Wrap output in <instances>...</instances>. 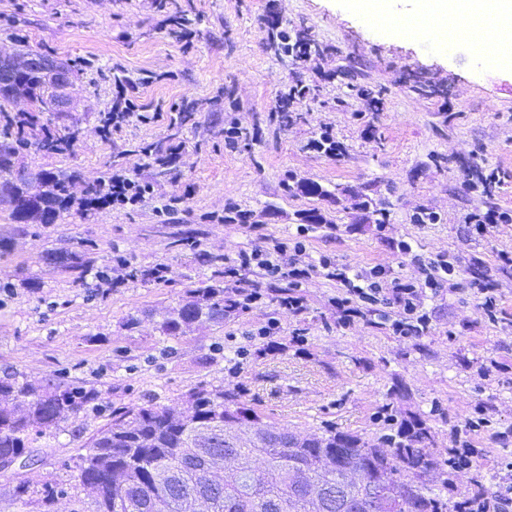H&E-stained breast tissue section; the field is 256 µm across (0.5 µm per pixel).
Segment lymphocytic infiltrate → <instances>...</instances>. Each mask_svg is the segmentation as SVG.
<instances>
[{"label":"lymphocytic infiltrate","instance_id":"f902f5d3","mask_svg":"<svg viewBox=\"0 0 512 512\" xmlns=\"http://www.w3.org/2000/svg\"><path fill=\"white\" fill-rule=\"evenodd\" d=\"M282 246L273 249L256 247L240 252L234 266L228 267L226 276L236 277L239 271L258 269L261 274L274 281L286 280L291 285L290 292L282 299L283 305L292 309H301L304 297L300 292L302 282L312 273L324 269L330 271L333 279L343 283L346 293L337 297L336 303L343 307L346 316L358 315L361 308L375 311L379 318L389 322L394 334L404 337L421 335L429 326V317L422 309V301L427 291L436 290L440 284L439 273L427 274L424 282L387 278L384 270L372 268L369 273L350 278L347 271L331 267L328 256H320L317 263L305 268H288L281 264L277 256L282 253Z\"/></svg>","mask_w":512,"mask_h":512}]
</instances>
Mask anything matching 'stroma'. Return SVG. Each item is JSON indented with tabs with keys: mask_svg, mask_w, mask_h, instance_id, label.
Wrapping results in <instances>:
<instances>
[{
	"mask_svg": "<svg viewBox=\"0 0 512 512\" xmlns=\"http://www.w3.org/2000/svg\"><path fill=\"white\" fill-rule=\"evenodd\" d=\"M175 2L190 19L181 30L157 0H0V49L43 52L70 68L66 110L42 113V123L79 129L70 151L18 155L31 172L69 179L71 206L56 223L16 221L0 203V376H61L118 406L150 396L181 405L199 384L238 385L249 405L305 436L330 424L379 438L389 428L375 414L388 406L430 428L437 461L455 445L474 448L476 467L451 474L448 499L512 482L500 466L512 459V264L501 260L512 256V223L480 233L468 222L512 213V64L465 43L441 49L370 26L356 0ZM273 16L305 29L322 53L296 63L275 54ZM356 82L384 91L380 111L350 94ZM296 84L317 97L283 130L269 111ZM120 86L142 115L105 139L99 128ZM184 101L196 110L181 126L174 107ZM233 126L244 137L230 147L224 131ZM324 132L343 145L341 157L313 149ZM475 163L496 172L490 188ZM116 171L150 194L88 206V187ZM381 201L383 224L364 208ZM422 209L438 222L415 223ZM303 224L306 251L285 252V262L325 254L341 268L405 279L419 277L421 264L451 262L447 283L423 301L428 330L404 338L370 313L345 320L340 283L320 273L302 287L303 309L288 308L281 282L251 270L245 285L262 302L175 340L160 332L161 317L201 282L223 279L239 252L288 243ZM403 241L411 253L399 250ZM476 264L495 290L492 319L473 287ZM157 267L164 279L153 277ZM97 274L104 282L95 288ZM271 319L279 334L270 343L256 330ZM230 340L247 351L235 370L219 350ZM478 406L489 427L473 431ZM79 446L64 431L31 449L34 465L0 471V512H36L12 496L22 479L66 488L53 512H87L73 466Z\"/></svg>",
	"mask_w": 512,
	"mask_h": 512,
	"instance_id": "stroma-1",
	"label": "stroma"
}]
</instances>
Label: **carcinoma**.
Masks as SVG:
<instances>
[{
    "label": "carcinoma",
    "instance_id": "carcinoma-1",
    "mask_svg": "<svg viewBox=\"0 0 512 512\" xmlns=\"http://www.w3.org/2000/svg\"><path fill=\"white\" fill-rule=\"evenodd\" d=\"M271 29V46L280 55L298 60L323 51L303 31L291 34L277 24ZM19 79V92L35 100L37 111L11 116L4 108L8 96H0V137L8 141L0 146V177L13 179L12 193L21 198L33 175L16 167L18 150L34 145L62 153L73 146L75 133L39 126V114L57 97L58 82L36 72ZM350 92L380 110L383 92L360 84ZM312 94L308 86L291 88L277 99L274 119L288 126L298 118L297 104ZM33 177L43 187L40 210L26 215L17 204L13 216L53 224L69 209L68 181L51 172ZM238 293L240 286L222 281L195 288L192 300L163 316L159 329L178 339L196 324L222 321ZM243 392L200 384L189 392L185 412L153 398L139 406L110 407L93 387L61 378L36 386L14 373L0 379V458L22 456L33 444L55 438L69 419L108 408V422L90 437L75 464L91 512H196L201 498L211 501L212 512H448L441 489L421 481L437 470L442 486H448L447 471L431 455L425 424L402 421L396 435L376 444L327 425L321 435L300 442L249 406ZM226 422L237 428L256 425L263 437L228 439ZM199 426L211 429L202 447L194 436ZM65 493L48 482L35 487L22 481L13 489L22 505L35 504L41 512H51Z\"/></svg>",
    "mask_w": 512,
    "mask_h": 512
}]
</instances>
